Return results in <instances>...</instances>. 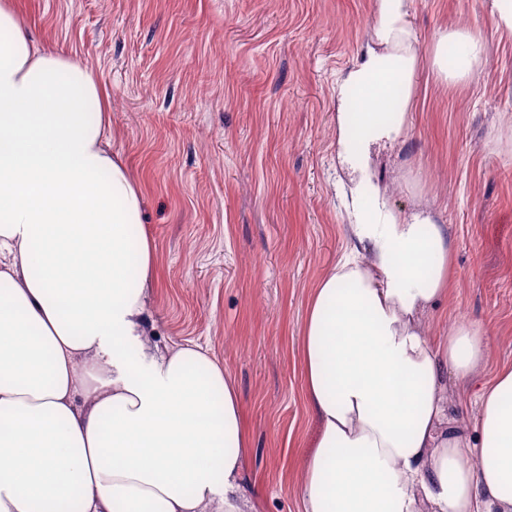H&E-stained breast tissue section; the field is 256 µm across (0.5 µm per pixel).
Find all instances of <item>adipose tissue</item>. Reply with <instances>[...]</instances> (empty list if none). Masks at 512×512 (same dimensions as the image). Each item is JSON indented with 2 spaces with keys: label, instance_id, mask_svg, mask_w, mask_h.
I'll return each instance as SVG.
<instances>
[{
  "label": "adipose tissue",
  "instance_id": "ef3b65f1",
  "mask_svg": "<svg viewBox=\"0 0 512 512\" xmlns=\"http://www.w3.org/2000/svg\"><path fill=\"white\" fill-rule=\"evenodd\" d=\"M414 0H373V34L336 81V164L354 249L319 281L303 328L318 429L303 512H512V366L481 389L477 441L448 428L446 379L489 336L421 317L453 286L426 209L392 208L373 154L410 124ZM482 38L451 28L433 67L470 83ZM108 96L81 62L37 45L0 0V512H262L243 495L250 432L205 353L150 349L154 244L143 192L112 152Z\"/></svg>",
  "mask_w": 512,
  "mask_h": 512
}]
</instances>
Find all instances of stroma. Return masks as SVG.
I'll list each match as a JSON object with an SVG mask.
<instances>
[{
	"mask_svg": "<svg viewBox=\"0 0 512 512\" xmlns=\"http://www.w3.org/2000/svg\"><path fill=\"white\" fill-rule=\"evenodd\" d=\"M32 38L81 59L110 98L118 151L144 192L155 249L150 346H200L237 385L251 435L243 483L264 512H300L317 428L303 396L307 303L351 247L336 171L333 86L371 34V0H17ZM489 0H415L412 123L378 153L388 202L429 208L454 287L429 336L483 323L489 357L450 385L448 425L476 437L479 384L512 364V36ZM486 61L465 86L432 67L440 29Z\"/></svg>",
	"mask_w": 512,
	"mask_h": 512,
	"instance_id": "1",
	"label": "stroma"
}]
</instances>
